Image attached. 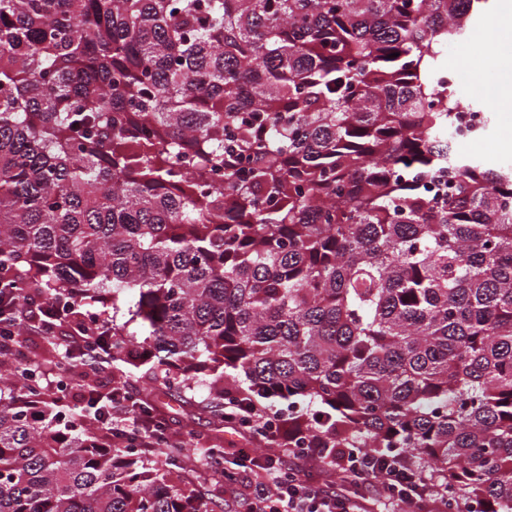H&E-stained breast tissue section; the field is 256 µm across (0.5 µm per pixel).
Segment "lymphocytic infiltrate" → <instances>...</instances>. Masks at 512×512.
<instances>
[{
	"instance_id": "f902f5d3",
	"label": "lymphocytic infiltrate",
	"mask_w": 512,
	"mask_h": 512,
	"mask_svg": "<svg viewBox=\"0 0 512 512\" xmlns=\"http://www.w3.org/2000/svg\"><path fill=\"white\" fill-rule=\"evenodd\" d=\"M112 399L101 425L109 443L120 446L133 443L150 453L158 452L161 442L154 423L132 417L130 391L126 383L113 379ZM229 417L250 435L279 445L284 438L280 425L274 423L265 408L232 405ZM306 469L299 474L278 468L268 460V481L253 485L257 499L253 512H365L362 497L326 492L319 484L322 471L335 470L343 483L364 489L374 487L389 504L406 512H431L433 506L447 505L443 485L400 455H386L355 448H324L318 439H308L306 447L294 449Z\"/></svg>"
}]
</instances>
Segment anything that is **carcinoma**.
Segmentation results:
<instances>
[{
	"label": "carcinoma",
	"mask_w": 512,
	"mask_h": 512,
	"mask_svg": "<svg viewBox=\"0 0 512 512\" xmlns=\"http://www.w3.org/2000/svg\"><path fill=\"white\" fill-rule=\"evenodd\" d=\"M488 0H0V289L23 273L134 413L209 390L288 406V439L397 449L512 512V170L459 155L448 44ZM132 298L139 336L96 309ZM47 367L95 372L51 343ZM0 375V512H214L224 449L87 435ZM72 331V336L65 346L67 350L77 351L83 358L91 362L92 366H97L100 345L94 336L83 332Z\"/></svg>",
	"instance_id": "obj_1"
}]
</instances>
